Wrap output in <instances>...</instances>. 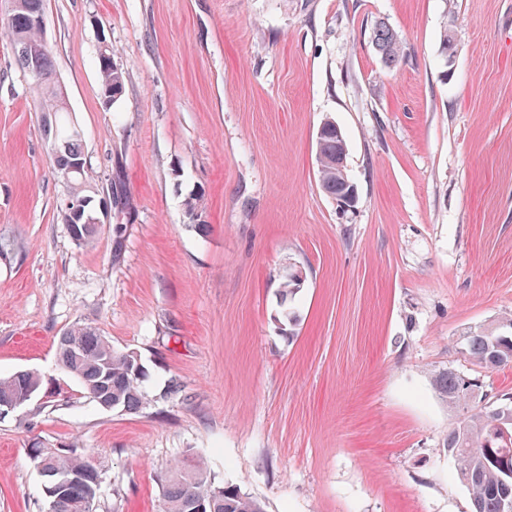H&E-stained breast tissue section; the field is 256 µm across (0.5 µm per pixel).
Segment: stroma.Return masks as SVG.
Wrapping results in <instances>:
<instances>
[{
	"label": "stroma",
	"mask_w": 512,
	"mask_h": 512,
	"mask_svg": "<svg viewBox=\"0 0 512 512\" xmlns=\"http://www.w3.org/2000/svg\"><path fill=\"white\" fill-rule=\"evenodd\" d=\"M45 7L95 192L117 202L76 247L39 100L0 35V377L43 381L0 419V512H47L35 439L106 461L96 512H160L190 453L265 512H471L446 448L459 413L433 375L472 374L460 334L512 315V0ZM105 42L126 83L109 108ZM328 120L357 187L346 210L318 179ZM295 268L290 322L278 290ZM76 322L141 354V412L100 408L57 368ZM373 35V43H375L376 49L382 55L385 63L388 66L396 64L401 49L395 32L384 22H380L376 24Z\"/></svg>",
	"instance_id": "obj_1"
}]
</instances>
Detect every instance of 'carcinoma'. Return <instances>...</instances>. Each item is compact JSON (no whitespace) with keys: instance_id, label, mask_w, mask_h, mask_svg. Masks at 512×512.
I'll return each mask as SVG.
<instances>
[{"instance_id":"obj_1","label":"carcinoma","mask_w":512,"mask_h":512,"mask_svg":"<svg viewBox=\"0 0 512 512\" xmlns=\"http://www.w3.org/2000/svg\"><path fill=\"white\" fill-rule=\"evenodd\" d=\"M45 16V0H22L21 9L11 12L0 23V32L14 46L16 61L29 77L44 112L43 132L52 141L53 162L57 177L67 187V197L86 202L84 210L108 213L112 199L98 200L89 195L93 175L88 166L80 130L69 115L62 88L53 81L50 50L43 45V33L34 20ZM373 43L389 66L398 62L400 45L395 32L385 23L376 24ZM99 91L103 102L113 105L125 92V77L113 61L112 51L97 56ZM347 144L336 135V124H323L317 140L319 182L322 190L338 200L347 191L340 174L344 167ZM186 213L197 231L204 233L208 225L202 220L203 207L198 195L185 200ZM80 229L78 246L95 242L102 224L76 221ZM293 272L281 282L280 304L285 306L288 322L295 315L289 304L302 288ZM461 348L473 365L495 370L512 365V317L491 321L459 336ZM57 363L62 371L80 384L84 393L95 403L112 402L110 410L128 414L140 412L147 404L144 383L148 371L141 355L131 350H118L96 327L75 323L65 330L57 343ZM41 376L34 371H19L9 377H0V402L13 399L23 391H40ZM435 387L448 407L463 411V418L448 430V454L456 462L457 475L471 495L473 512H503V503L512 500V403L506 421L496 424L491 412L472 400L468 389L481 390L480 379L463 376L453 370L435 377ZM44 482L62 472H91V477L77 481L57 499L47 501L50 512H85L81 505L97 502L101 485L93 477L105 476L106 466L99 459H91L70 450L66 453L43 448L32 456ZM223 489L217 512H264L260 503L245 495L234 484L217 485L212 482L205 462L185 458L172 468L163 493L162 512H193L194 500L208 499L216 488Z\"/></svg>"}]
</instances>
